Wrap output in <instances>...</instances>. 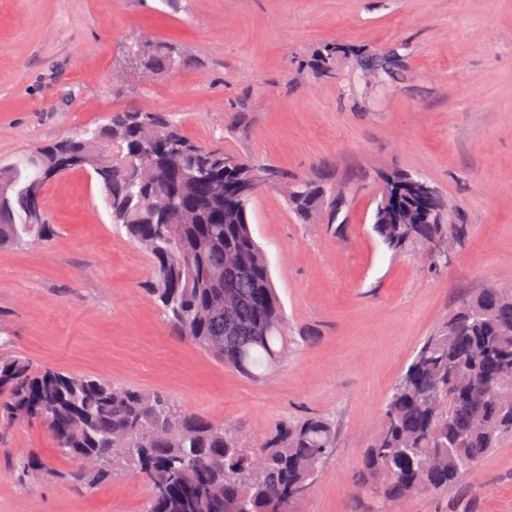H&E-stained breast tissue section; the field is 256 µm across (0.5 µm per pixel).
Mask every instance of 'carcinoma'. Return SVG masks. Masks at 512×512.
I'll return each instance as SVG.
<instances>
[{
    "label": "carcinoma",
    "instance_id": "1",
    "mask_svg": "<svg viewBox=\"0 0 512 512\" xmlns=\"http://www.w3.org/2000/svg\"><path fill=\"white\" fill-rule=\"evenodd\" d=\"M146 46L154 80L185 63L177 48L145 38L124 47L125 69ZM148 129L181 141L174 159L143 137ZM94 173L112 224L152 258L146 291L178 335L204 347L242 374L260 378L288 353L282 302L249 223L252 194L220 192L224 183L264 166L188 139L169 114L126 110L82 135L0 165V248L50 240L54 226L42 207L47 171H69L72 157ZM206 164V179L182 180ZM288 200L306 218L334 185L287 183ZM176 195L179 214L158 210ZM388 249L418 245L433 266L444 259L435 243L465 237L466 227L444 210L422 215L407 199L388 224L373 225ZM238 264L224 266V254ZM0 326V408L6 418L36 421L70 457L89 464L72 476L96 485L120 470L142 474L151 495L145 512H291L288 498L313 484L320 463L336 449L328 417L283 423L263 444L246 448L230 427L193 421L171 400L90 375L35 371L9 349ZM512 370V291L489 284L462 299L416 350L392 389L380 428L365 452L361 487L378 512L410 495L443 490L466 468L512 436V403L499 381Z\"/></svg>",
    "mask_w": 512,
    "mask_h": 512
}]
</instances>
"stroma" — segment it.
Returning a JSON list of instances; mask_svg holds the SVG:
<instances>
[{
	"mask_svg": "<svg viewBox=\"0 0 512 512\" xmlns=\"http://www.w3.org/2000/svg\"><path fill=\"white\" fill-rule=\"evenodd\" d=\"M133 36L175 45L186 64L115 82ZM129 108L341 188L334 216L300 218L279 181L249 208L300 344L255 380L177 335L144 291L150 255L79 168L43 189L52 240L0 248L13 350L36 371L167 396L248 447L280 423L330 416L336 452L300 510L377 512L358 475L392 387L461 298L512 289V0H0V163ZM402 173L427 179L468 229L439 267L416 246L392 253L372 228ZM79 466L42 425L0 418V512H143V476L84 490ZM393 512H512V436L457 484Z\"/></svg>",
	"mask_w": 512,
	"mask_h": 512,
	"instance_id": "obj_1",
	"label": "stroma"
}]
</instances>
